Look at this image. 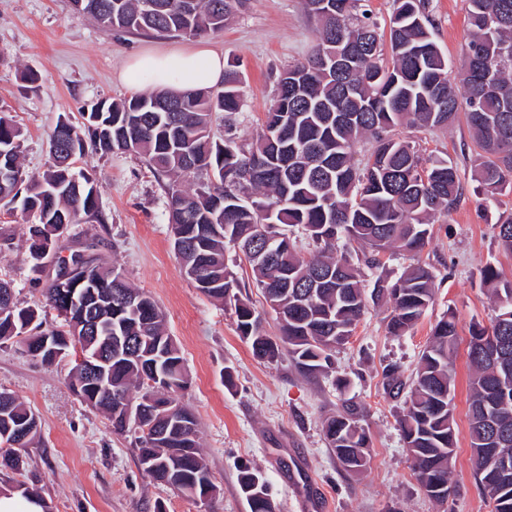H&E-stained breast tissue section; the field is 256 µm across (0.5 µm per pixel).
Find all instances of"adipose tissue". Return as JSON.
I'll return each instance as SVG.
<instances>
[{"label": "adipose tissue", "instance_id": "1", "mask_svg": "<svg viewBox=\"0 0 512 512\" xmlns=\"http://www.w3.org/2000/svg\"><path fill=\"white\" fill-rule=\"evenodd\" d=\"M124 82L183 92L222 83L224 57L213 49H174L133 54L121 74Z\"/></svg>", "mask_w": 512, "mask_h": 512}]
</instances>
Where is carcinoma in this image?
Segmentation results:
<instances>
[{
    "label": "carcinoma",
    "instance_id": "cac0c4a2",
    "mask_svg": "<svg viewBox=\"0 0 512 512\" xmlns=\"http://www.w3.org/2000/svg\"><path fill=\"white\" fill-rule=\"evenodd\" d=\"M100 25L129 34L199 35L224 30L241 0H72ZM358 0H302L315 22L317 43L303 62L284 70L263 129L248 146L210 136V113L241 107L240 75L224 69L216 89L190 90L169 111L168 92L101 100L82 113L83 130L55 125L48 135L44 172L29 177L20 164L22 129L0 108V201L21 200L32 216L30 257L38 270L53 238L86 217L98 216L94 183L77 176L75 158L85 139L103 154L132 152L168 179L167 221L182 235L176 252L193 269L195 287L216 300H234L237 329L253 356L272 364L283 355L307 373L330 364L331 352L352 335L368 303L387 296L393 305L388 333L403 336L434 299V274L419 263L394 282L378 276L371 291L353 257L339 246L356 241L368 249L364 263L380 266V254L416 255L430 239L431 219L461 197L459 170L446 157L423 158L401 127H440L459 110L478 147L472 177L495 197L512 191V0H467L464 56L473 72L448 76V59L434 39L425 0H394L389 23L390 58L379 35L354 17ZM364 136L376 142L366 161L355 158ZM199 171L213 180L197 189L184 185ZM315 254L297 252V234ZM238 247L256 288L279 320L269 335L261 314L241 299V285L226 262ZM68 284L55 272L46 288L49 306L64 311L63 323L42 328L39 314L18 304L11 284L0 280V345L16 343L46 362L44 346L68 339L91 355L113 332L132 341L106 366V381L79 366L69 384L87 406L103 412L113 431L138 430V461L155 481L192 499L217 492L200 452L197 421L178 395L189 384L176 339L165 331L156 302L121 272L80 250L61 259ZM482 281L499 304L491 328L475 326L468 345L472 368L469 437L474 479L493 503L492 512H512V282L487 266ZM455 316L434 326L400 419L415 478L431 499L451 495L456 432L451 408ZM162 375L157 377L154 370ZM168 405L159 417L152 404ZM138 421L122 419L126 406ZM363 410L350 401L329 418L324 433L342 468L354 475L370 462V435ZM35 411L13 393L0 400V474L24 468L27 448L40 439Z\"/></svg>",
    "mask_w": 512,
    "mask_h": 512
}]
</instances>
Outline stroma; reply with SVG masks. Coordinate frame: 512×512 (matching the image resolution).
<instances>
[{
    "mask_svg": "<svg viewBox=\"0 0 512 512\" xmlns=\"http://www.w3.org/2000/svg\"><path fill=\"white\" fill-rule=\"evenodd\" d=\"M434 38L451 65H460L467 34L466 0H429ZM316 33L300 0H243L220 33L155 37L109 30L75 10L71 0H0V107L24 132L22 165L30 176L47 164V142L59 118L83 122L87 106L136 95L119 79L126 61L146 48H211L237 66L244 81L238 115L211 116L215 139L247 144L261 131L278 74L304 61ZM39 80L23 88L22 73ZM423 156H442L458 167L461 198L436 215L419 259L435 276V300L406 335H389L391 305H369L348 342L336 348L332 366L308 374L289 357L257 360L237 330L233 303L216 302L195 288L175 255L162 177L134 153L86 150L76 167L92 179L98 218L68 227L57 252L91 243L109 264L147 291L177 340L191 385L182 400L199 421V444L217 487L204 506L147 476L137 462L134 432L117 433L102 414L82 403L68 383L73 359L47 366L19 345L0 347V389L26 402L41 420V438L29 448L22 479L52 512H249L238 485L242 467L264 478L275 512H492L471 466L467 347L473 326L490 327L497 302L481 282L485 266L512 281V252L497 237L501 218L512 215V193L487 200L472 178L476 145L464 118L445 129L406 128ZM28 223L20 210L0 204V279L11 282L22 305L39 313L44 327L61 318L44 296L47 272L29 256ZM229 265L243 298L261 312L263 327L277 335L274 313L253 283L241 253ZM454 313L458 340L452 392L457 445L452 482L456 495L442 507L417 484L400 432L404 397L389 391L384 372L399 366L411 375L436 322ZM232 385H225V371ZM364 409L371 437L370 463L360 476L341 467L324 435L325 421L346 399Z\"/></svg>",
    "mask_w": 512,
    "mask_h": 512,
    "instance_id": "1",
    "label": "stroma"
}]
</instances>
